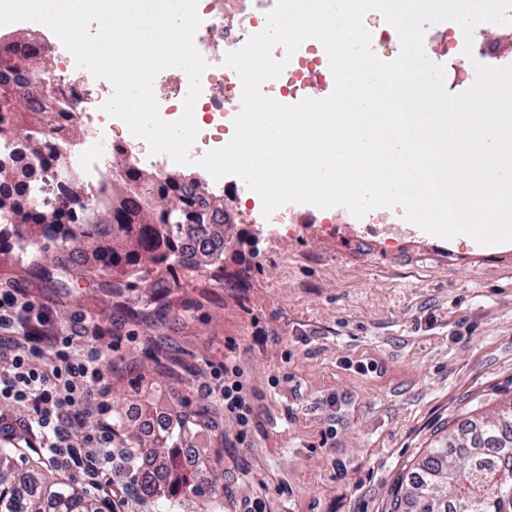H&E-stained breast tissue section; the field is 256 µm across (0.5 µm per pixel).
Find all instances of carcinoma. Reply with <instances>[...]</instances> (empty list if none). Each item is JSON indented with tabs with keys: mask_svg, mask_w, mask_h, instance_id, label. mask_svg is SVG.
I'll return each mask as SVG.
<instances>
[{
	"mask_svg": "<svg viewBox=\"0 0 512 512\" xmlns=\"http://www.w3.org/2000/svg\"><path fill=\"white\" fill-rule=\"evenodd\" d=\"M0 40V125L22 133L19 157L0 163V255L21 276L0 279L26 297L48 289L51 301L88 284L109 298L111 309L132 325L162 327L178 310L188 315L213 302L209 288L224 287V208L207 195L191 172L175 181L129 171L96 203L83 199L82 180L57 184L54 204L31 201L30 185L57 165L58 155L42 133L52 118L66 117L67 104L35 81L51 73L50 58L25 44ZM92 336L103 317L79 306ZM59 325L35 318L20 335L51 345ZM159 373L192 385L199 363L188 351L154 357ZM211 412L199 406L157 413L149 438L128 431L125 414L112 413V427L131 451L144 499L158 512H178L189 498H213L224 490L221 457L209 460L192 441ZM402 512H512V409L493 417L472 416L434 441L416 460L406 488L392 503ZM0 512H101L85 484L63 479L43 458L0 448Z\"/></svg>",
	"mask_w": 512,
	"mask_h": 512,
	"instance_id": "obj_1",
	"label": "carcinoma"
}]
</instances>
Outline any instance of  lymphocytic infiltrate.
Returning a JSON list of instances; mask_svg holds the SVG:
<instances>
[{"instance_id":"obj_1","label":"lymphocytic infiltrate","mask_w":512,"mask_h":512,"mask_svg":"<svg viewBox=\"0 0 512 512\" xmlns=\"http://www.w3.org/2000/svg\"><path fill=\"white\" fill-rule=\"evenodd\" d=\"M118 347V342L86 335L82 319L75 317L56 336L51 357L33 347L0 350V401L10 403L8 412H0V434L17 439L22 432L38 431L50 461L66 471L81 468L87 475L104 512L125 505L132 488L131 482L118 486L112 479L129 459L127 449L114 445L112 373L104 367ZM243 375L239 366L206 361L197 393L245 431L252 408ZM76 422L85 428L84 436L72 432Z\"/></svg>"}]
</instances>
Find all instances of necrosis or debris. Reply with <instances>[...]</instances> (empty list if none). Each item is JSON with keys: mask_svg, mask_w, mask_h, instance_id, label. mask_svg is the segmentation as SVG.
<instances>
[{"mask_svg": "<svg viewBox=\"0 0 512 512\" xmlns=\"http://www.w3.org/2000/svg\"><path fill=\"white\" fill-rule=\"evenodd\" d=\"M276 0H198L197 12L202 20L194 42L209 61L201 84L202 92L195 104L198 134L191 150L198 158L212 149L227 144L234 134V119L240 112L242 83L237 73L222 61L226 53L240 49L248 38L262 31L266 15ZM32 33L39 49L51 54L54 68L48 80L56 94L70 109L72 124L82 133L69 137L58 146L63 155L65 171L78 174L89 201L101 199L111 182L132 169H148L159 176L178 171L179 166L164 154L149 155L147 144L132 135L127 125L103 110V103L112 95L113 86L104 78L94 77L89 71L77 68L73 56L46 26L34 21H20L0 26L1 38H12ZM425 48L442 47L448 53L446 67L451 85L468 80L469 75L458 65V41L447 23L428 28ZM274 58H287L288 63L275 79L267 81L262 91L279 103H297L304 98L323 99L334 89V77L326 51L310 43H302L293 55H286L282 47H275ZM189 88L186 73L175 69L160 72L153 84L159 105V114L166 121L178 120L183 113V99ZM204 182H216L220 191L251 200L247 220L261 224H299L303 216L296 204L285 205L271 217H264L261 198L240 178L212 179L205 169H198Z\"/></svg>", "mask_w": 512, "mask_h": 512, "instance_id": "4bbe7bcc", "label": "necrosis or debris"}]
</instances>
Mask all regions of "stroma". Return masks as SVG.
<instances>
[{"label": "stroma", "mask_w": 512, "mask_h": 512, "mask_svg": "<svg viewBox=\"0 0 512 512\" xmlns=\"http://www.w3.org/2000/svg\"><path fill=\"white\" fill-rule=\"evenodd\" d=\"M405 219L230 224L223 288L202 318L138 327L123 340L115 410L159 400L127 385L155 352L226 356L254 393L247 439L225 421L224 512L266 497L270 512H389L437 429L512 397V251L477 263L430 248Z\"/></svg>", "instance_id": "35a3bbf8"}]
</instances>
